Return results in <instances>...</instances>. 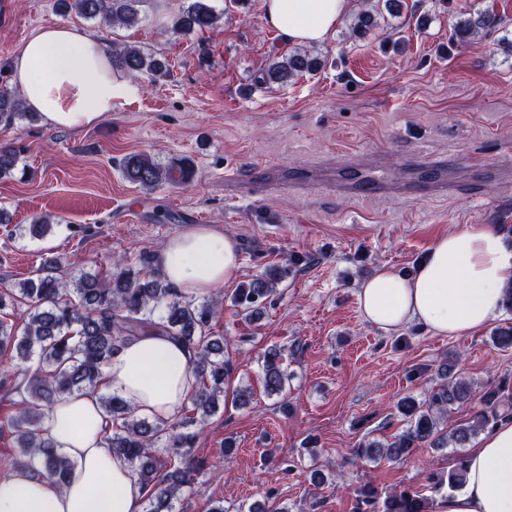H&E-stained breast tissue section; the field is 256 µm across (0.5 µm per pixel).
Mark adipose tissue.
Returning a JSON list of instances; mask_svg holds the SVG:
<instances>
[{
    "instance_id": "obj_1",
    "label": "adipose tissue",
    "mask_w": 512,
    "mask_h": 512,
    "mask_svg": "<svg viewBox=\"0 0 512 512\" xmlns=\"http://www.w3.org/2000/svg\"><path fill=\"white\" fill-rule=\"evenodd\" d=\"M351 0H262L266 22L288 41H324ZM26 111L51 128L81 130L120 110L133 82L112 68V48L70 26L39 29L11 58ZM165 278L188 297L209 294L240 270L233 239L205 224L187 227L156 254ZM512 285V242L493 226L463 224L439 237L417 271L381 266L358 292L368 322L392 333L408 325L464 336L498 317ZM178 341L150 332L128 341L104 369L105 388L139 415L173 420L189 403L195 380ZM108 418L98 394L60 399L44 435L70 459L66 487L19 469L0 477V512H144L145 492L128 464L103 444ZM434 512H512V419L483 432L470 449L465 483L437 500Z\"/></svg>"
}]
</instances>
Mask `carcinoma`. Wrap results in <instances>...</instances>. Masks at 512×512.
I'll list each match as a JSON object with an SVG mask.
<instances>
[{
  "label": "carcinoma",
  "mask_w": 512,
  "mask_h": 512,
  "mask_svg": "<svg viewBox=\"0 0 512 512\" xmlns=\"http://www.w3.org/2000/svg\"><path fill=\"white\" fill-rule=\"evenodd\" d=\"M144 0H56L64 12H77L100 25L131 28L141 21ZM381 9L366 3L354 14L351 31L364 37L380 26ZM224 13L210 0H189L179 5L173 30L184 36L217 26ZM501 18L492 10H479L457 20L451 42L461 45L471 37L499 29ZM319 57L306 49H296L274 59L259 77V82L285 83L306 73L318 71ZM112 67L138 78L147 75L160 79L167 75L166 63L138 47L112 48ZM27 116L21 98L0 88V125L11 126ZM18 153L0 146V179L17 169ZM124 177L151 190L163 184L182 185L195 177L191 163L173 158L167 163L148 154L126 157ZM288 274L267 271L237 289L232 303L246 315L258 316L276 294V285ZM217 313L212 301L187 298L171 287L155 264V256L146 253L139 262L122 261L113 268L96 273L63 275L59 258L44 260L35 276L0 290V354L7 361L0 365V386L17 395L16 411L0 426L15 440L19 455L17 467L39 462L57 485L67 481L71 462L44 438L42 425L59 398L76 392L95 390L102 378V367L117 354L123 344L153 331L182 343L190 352L196 379L190 407L171 422L153 420L136 414L123 398L108 393L100 404L109 418L103 442L112 452L130 464L146 491V512H172L173 503L193 487L198 465L189 459L190 448L198 436L197 427L206 423L220 408L224 396V378L232 366L224 359V337L214 336L211 322ZM37 359L36 368L28 362ZM281 350L271 348L264 356L263 388L267 395H281L288 383L287 371L279 361ZM443 381L418 400L404 396L397 409L407 428L394 440L381 444H360L353 456L380 457L401 461L413 450L463 448L472 437L512 416V383L502 381L479 392L480 408L472 421L445 430L442 417L458 403L472 399V387L453 374V366L440 368ZM165 442L168 459H160L158 444ZM464 457L447 472H430L426 481L437 490L458 491L465 480ZM355 512H430L427 498L416 491L402 489L384 495L370 484L355 490Z\"/></svg>",
  "instance_id": "1"
}]
</instances>
